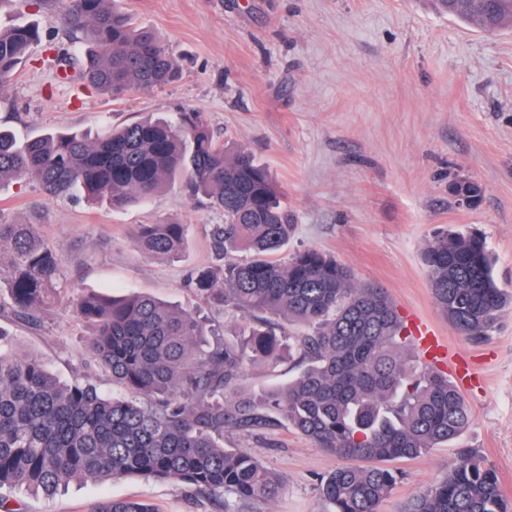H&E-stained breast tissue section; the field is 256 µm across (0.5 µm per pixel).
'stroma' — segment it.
Listing matches in <instances>:
<instances>
[{
	"label": "stroma",
	"mask_w": 512,
	"mask_h": 512,
	"mask_svg": "<svg viewBox=\"0 0 512 512\" xmlns=\"http://www.w3.org/2000/svg\"><path fill=\"white\" fill-rule=\"evenodd\" d=\"M122 7L159 35L178 80L119 97L79 79L59 81L45 57L48 46L71 45L66 0H23L0 9V28L33 22L42 42L0 94V126L31 137L123 126L147 113H200L215 139L247 148L285 193L295 224L285 254L315 247L333 255L358 282L384 289L404 318L432 324L449 346L445 372L468 373L469 428L452 443L390 462L397 482L379 512H400L460 448L480 452L512 502V308L491 341L464 339L439 314L421 261L434 236L478 231L496 281L512 291V28L485 34L431 0H124ZM461 179L482 187L478 205H459L451 194ZM0 215L39 225L64 260L66 297L40 327L0 313L18 352L39 357L59 379L88 373L112 387L90 358L91 324L70 304L81 295L147 294L238 337V320L198 300L189 285L196 268L218 266L210 227L224 215L192 199L183 181L146 204L115 208L53 198L22 178L0 185ZM171 221L188 227L183 250L144 255L137 225ZM224 442L285 479L275 500L232 497L229 512H323L318 488L340 459L285 427ZM112 498L143 499L157 512H215L181 482L138 477L73 483L51 497L19 490L10 500L17 512H93Z\"/></svg>",
	"instance_id": "stroma-1"
}]
</instances>
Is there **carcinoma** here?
Listing matches in <instances>:
<instances>
[{
	"label": "carcinoma",
	"instance_id": "1",
	"mask_svg": "<svg viewBox=\"0 0 512 512\" xmlns=\"http://www.w3.org/2000/svg\"><path fill=\"white\" fill-rule=\"evenodd\" d=\"M439 8L487 34L512 27V0H437ZM70 29L87 46L82 78L118 96L162 86L178 74L155 32L117 0H68ZM42 40L34 23L0 29V87ZM31 177L51 196L76 190L93 203H141L177 177L193 197L224 212L211 236L222 268H201L190 285L206 303L245 322L243 338L209 339L200 317L147 295L76 303L92 324L94 361L124 390L104 392L83 375L58 379L37 357L15 351L0 329V491L50 497L75 480L132 476L177 480L223 509L225 499L272 500L280 475L224 434L248 436L288 426L347 464L319 487L332 512H378L394 474L378 463L456 440L471 416L448 374L415 353L383 289L354 281L348 267L318 249L273 260L293 231L271 173L247 149L215 140L197 112L172 122L144 118L96 136L55 131L20 138L0 130V184ZM187 225L140 224L146 255L181 251ZM440 312L458 333L482 343L512 293L492 275L483 236L444 233L422 252ZM62 258L37 224L0 215V291L19 321L35 323L64 292ZM304 330H288L290 323ZM305 367L282 386L246 387L253 360L278 363L285 348ZM96 512H157L145 501L112 500ZM408 512H512L499 480L474 448H460L445 475Z\"/></svg>",
	"mask_w": 512,
	"mask_h": 512
}]
</instances>
